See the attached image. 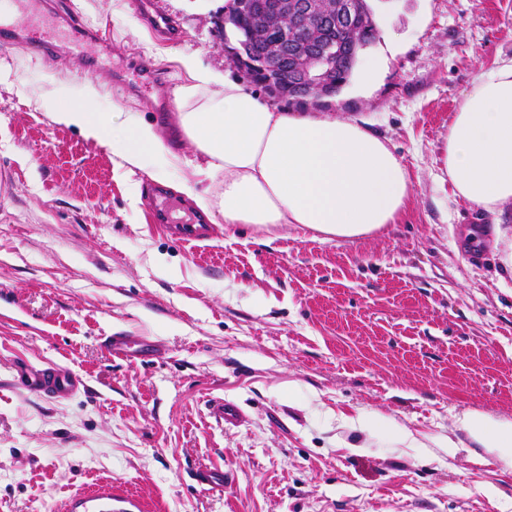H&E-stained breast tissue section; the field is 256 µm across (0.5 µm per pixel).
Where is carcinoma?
<instances>
[{
  "label": "carcinoma",
  "instance_id": "1",
  "mask_svg": "<svg viewBox=\"0 0 512 512\" xmlns=\"http://www.w3.org/2000/svg\"><path fill=\"white\" fill-rule=\"evenodd\" d=\"M280 0H230L227 13L235 17V24L230 26L236 36V44L241 55L248 60L244 64L242 77L247 82L264 89L275 99L305 105L308 102L321 101L316 88H310L309 96L300 93H288V87L302 81L304 55L319 51L325 47L332 48L333 66L329 71V83L334 86V94H339L349 82L361 52L376 39L373 11L368 0H361L355 12L343 20L332 15V20L315 26L309 31L290 29L283 33L275 24L265 33L253 27V14L259 5H272ZM275 52L281 56L284 67L292 76L288 85H282L272 78L263 66L265 55Z\"/></svg>",
  "mask_w": 512,
  "mask_h": 512
}]
</instances>
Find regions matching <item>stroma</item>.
<instances>
[{
    "mask_svg": "<svg viewBox=\"0 0 512 512\" xmlns=\"http://www.w3.org/2000/svg\"><path fill=\"white\" fill-rule=\"evenodd\" d=\"M142 2L66 0L106 30L112 69H158L150 92L23 42L0 50V512H66L79 497L77 512H102L105 486L130 512H512V468L440 446L463 438V412L512 420V274L491 216L438 188L476 70L512 57V0H372L378 80L349 81L328 109L370 119L409 171L399 223L326 242L288 224L270 243L221 223L200 248L159 228L148 198L131 204L106 146L50 117L59 92L89 83L101 112L167 107L161 136L192 156L172 108L178 56L239 78L215 25L227 0H157L173 40L149 32ZM123 331L162 358L112 360L101 338ZM43 364L84 389L17 387ZM214 398L244 421L218 425ZM206 467L223 487L197 483Z\"/></svg>",
    "mask_w": 512,
    "mask_h": 512,
    "instance_id": "1",
    "label": "stroma"
}]
</instances>
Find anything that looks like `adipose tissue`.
<instances>
[{"mask_svg": "<svg viewBox=\"0 0 512 512\" xmlns=\"http://www.w3.org/2000/svg\"><path fill=\"white\" fill-rule=\"evenodd\" d=\"M178 61L188 78L173 90L182 134L206 173L224 177L216 196L181 187L209 217L271 236L298 224L328 240H352L406 212L410 176L365 120L286 112L242 82L201 67L195 55ZM97 96L91 85L77 97L62 93L53 121L109 147L120 176L142 172L169 183L185 157L141 113L96 111ZM444 165L453 197L497 216L512 203V58L475 73L448 124ZM458 423L473 444L512 467V422L469 411Z\"/></svg>", "mask_w": 512, "mask_h": 512, "instance_id": "obj_1", "label": "adipose tissue"}]
</instances>
